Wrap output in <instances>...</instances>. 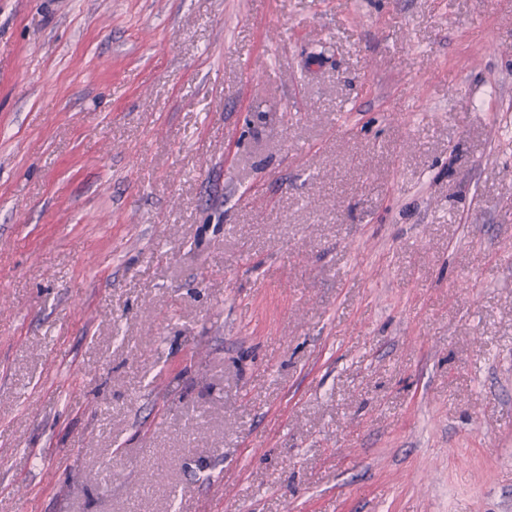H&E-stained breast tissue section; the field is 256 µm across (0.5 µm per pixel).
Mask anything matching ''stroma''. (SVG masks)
Listing matches in <instances>:
<instances>
[{"instance_id":"35a3bbf8","label":"stroma","mask_w":512,"mask_h":512,"mask_svg":"<svg viewBox=\"0 0 512 512\" xmlns=\"http://www.w3.org/2000/svg\"><path fill=\"white\" fill-rule=\"evenodd\" d=\"M0 512H512V0H0Z\"/></svg>"}]
</instances>
